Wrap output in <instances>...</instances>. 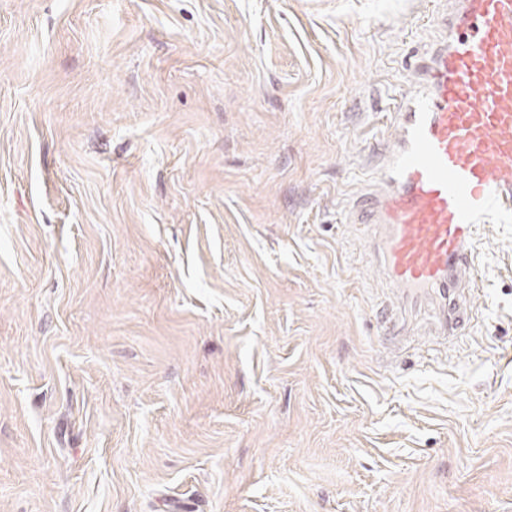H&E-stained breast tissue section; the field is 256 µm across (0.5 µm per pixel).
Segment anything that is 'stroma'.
<instances>
[{
  "label": "stroma",
  "mask_w": 512,
  "mask_h": 512,
  "mask_svg": "<svg viewBox=\"0 0 512 512\" xmlns=\"http://www.w3.org/2000/svg\"><path fill=\"white\" fill-rule=\"evenodd\" d=\"M444 0H0V512H512V223L469 322L353 204Z\"/></svg>",
  "instance_id": "obj_1"
}]
</instances>
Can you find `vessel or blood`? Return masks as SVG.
<instances>
[{"mask_svg":"<svg viewBox=\"0 0 512 512\" xmlns=\"http://www.w3.org/2000/svg\"><path fill=\"white\" fill-rule=\"evenodd\" d=\"M438 25L384 156L391 189L362 221L387 277L437 294L454 332L477 281L478 229L512 222V0H448Z\"/></svg>","mask_w":512,"mask_h":512,"instance_id":"b4317fda","label":"vessel or blood"}]
</instances>
